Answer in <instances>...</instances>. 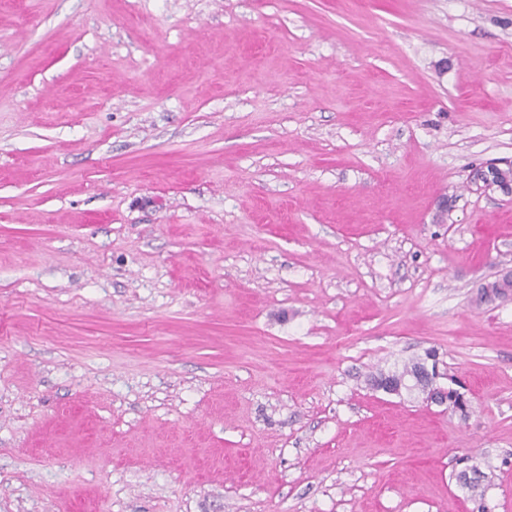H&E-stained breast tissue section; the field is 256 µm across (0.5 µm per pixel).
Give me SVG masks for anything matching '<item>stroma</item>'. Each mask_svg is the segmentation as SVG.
Masks as SVG:
<instances>
[{
  "instance_id": "35a3bbf8",
  "label": "stroma",
  "mask_w": 512,
  "mask_h": 512,
  "mask_svg": "<svg viewBox=\"0 0 512 512\" xmlns=\"http://www.w3.org/2000/svg\"><path fill=\"white\" fill-rule=\"evenodd\" d=\"M509 162L512 0H0V512H512ZM512 164L506 165V167H499L498 165H490L479 168L475 171L473 179L476 183H483L484 186L494 188L495 190L501 191L504 195L512 196V181L509 179L498 180L493 174L497 171H504L511 169ZM416 359H413L408 363H404L401 368V372L395 371L393 373H395L400 378H405L413 374L411 378L409 380H405V382L410 385L420 387L422 392L426 395L425 401L427 403L436 405H448V395L450 390L448 388L438 386L436 383L437 379L441 376L439 370V361L432 363L431 366H428L425 363L424 366L419 370L422 364L420 361L414 362ZM471 467L474 468L473 474L467 476L466 472L461 470L456 474V482L462 487H465L472 496H478L482 499L488 486V476L478 465L472 464Z\"/></svg>"
}]
</instances>
